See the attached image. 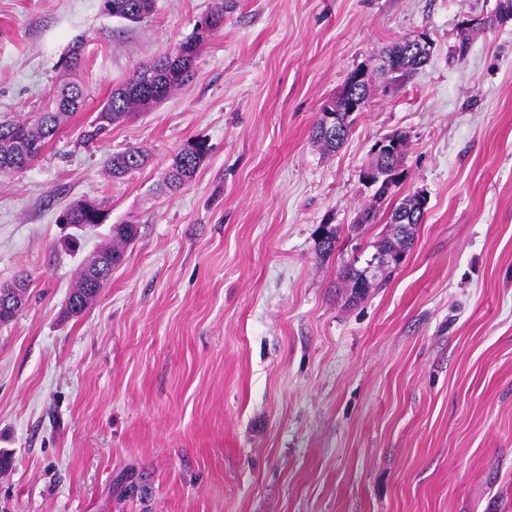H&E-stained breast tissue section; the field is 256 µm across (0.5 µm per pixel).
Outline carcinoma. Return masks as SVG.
Returning <instances> with one entry per match:
<instances>
[{"instance_id": "cac0c4a2", "label": "carcinoma", "mask_w": 512, "mask_h": 512, "mask_svg": "<svg viewBox=\"0 0 512 512\" xmlns=\"http://www.w3.org/2000/svg\"><path fill=\"white\" fill-rule=\"evenodd\" d=\"M104 11L117 19L139 22L154 10V0H103ZM212 22L205 29H199L195 35L179 46V52L164 55L136 68L133 74L112 89L94 119L83 134L86 141H94L106 134L112 125L122 122L136 112L154 108L173 91L184 85L192 76L188 71V62L197 57L200 45L211 33L224 24V0H214L210 12ZM384 57L390 59V70L397 72V78L414 73L424 63L405 38L393 43ZM83 65V43L76 40L70 46L62 63L60 79L51 89L48 102L38 118L32 122L26 119L0 121V172L24 170L34 161L43 148L54 141L64 119L81 111L86 102L83 85L75 79L77 71ZM312 139L321 144L326 151L340 148L345 139L328 137L318 126L312 127ZM208 148L202 141L189 142L181 147L171 159L162 187L176 191L192 180L207 154ZM403 153L374 159L373 166L387 168V177L374 184V198L386 199L395 193L400 183L399 167ZM149 154L141 148H130L110 156L106 161V170L113 178H123L129 173L146 165ZM427 203L411 195L404 202L390 210L387 223L392 233L377 246V252H392L404 247L403 225L415 227L422 223ZM70 224H101L106 214L101 204L79 200L63 211ZM138 237V225L114 224L110 228L109 242L94 252L81 265L76 283L68 299L67 313L81 315L97 296L112 274V267L123 258L125 246ZM352 294L359 298L380 283L364 275V271L353 269L348 274ZM16 291L8 298L11 305L25 306L29 295L30 279L21 275L15 279Z\"/></svg>"}]
</instances>
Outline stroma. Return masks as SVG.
Masks as SVG:
<instances>
[{
	"label": "stroma",
	"instance_id": "obj_1",
	"mask_svg": "<svg viewBox=\"0 0 512 512\" xmlns=\"http://www.w3.org/2000/svg\"><path fill=\"white\" fill-rule=\"evenodd\" d=\"M213 3L155 0L130 23L102 0H0V120L37 114L78 38L88 93L0 174V284L31 276L0 326V512H512V20L472 31L459 60L461 23L497 0H236L189 81L85 144L109 90ZM421 31L428 62L377 86L339 151L313 143L350 73ZM395 132V197L428 209L402 266L356 300L347 274L389 209L362 172ZM194 140L196 176L160 192ZM132 146L149 164L108 176ZM82 199L108 218L72 250L57 218ZM114 224L138 238L67 316Z\"/></svg>",
	"mask_w": 512,
	"mask_h": 512
}]
</instances>
